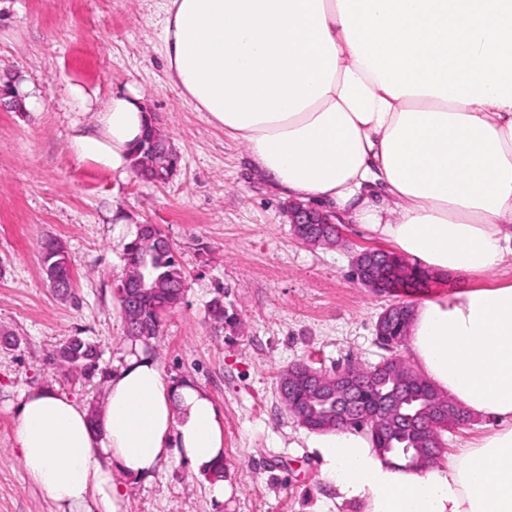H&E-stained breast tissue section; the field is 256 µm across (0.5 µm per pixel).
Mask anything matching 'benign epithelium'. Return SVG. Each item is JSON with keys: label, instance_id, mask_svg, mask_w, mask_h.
Masks as SVG:
<instances>
[{"label": "benign epithelium", "instance_id": "benign-epithelium-1", "mask_svg": "<svg viewBox=\"0 0 512 512\" xmlns=\"http://www.w3.org/2000/svg\"><path fill=\"white\" fill-rule=\"evenodd\" d=\"M138 169L153 171L156 177L153 182L166 183L173 175L177 167L178 157L169 143L162 138L156 128H151L148 140L141 147ZM288 217L293 224L294 231L299 239L310 244L334 245L335 239H323L315 236L311 230L312 224H332V215L306 205L302 202H292L288 207ZM377 267L387 268L391 272L403 270L409 267V263L393 252L386 250H374L367 248L357 253L352 263V275L367 288L379 289L383 286L381 279L374 276ZM124 288L119 292L123 297L124 306H135L142 298L152 294V289L146 287L142 275L133 267H126L123 278ZM413 314V308L409 305H392L379 315L375 324V335H386L385 328L388 320L397 316L404 326H409ZM376 374L372 370H365L361 376H356L352 369H337L333 372L323 370H308L297 364L288 366L281 373L279 379V395L286 412L301 426L316 430L326 431L334 427V420L348 418L355 424L373 423V432L383 437L394 428L397 423L396 414L403 404V397L396 391L383 402L370 407H360L354 399L358 386L371 384L375 381ZM302 387L308 393L310 402L326 391L336 394V419H316L309 414V410L298 405L292 397L294 389Z\"/></svg>", "mask_w": 512, "mask_h": 512}]
</instances>
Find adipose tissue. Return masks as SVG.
Returning <instances> with one entry per match:
<instances>
[{
  "instance_id": "adipose-tissue-1",
  "label": "adipose tissue",
  "mask_w": 512,
  "mask_h": 512,
  "mask_svg": "<svg viewBox=\"0 0 512 512\" xmlns=\"http://www.w3.org/2000/svg\"><path fill=\"white\" fill-rule=\"evenodd\" d=\"M161 40L170 82L281 196L351 214L429 275L512 260V0H169ZM94 119L72 152L125 176L148 123L139 95L113 94ZM409 352L482 432L413 471L368 435L315 436L337 504L512 512V281L420 302ZM15 440L60 512L92 495L126 512L116 475L152 477L174 454L208 474L224 417L139 343L97 415L51 386L24 393Z\"/></svg>"
}]
</instances>
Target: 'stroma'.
<instances>
[{
  "mask_svg": "<svg viewBox=\"0 0 512 512\" xmlns=\"http://www.w3.org/2000/svg\"><path fill=\"white\" fill-rule=\"evenodd\" d=\"M164 0H0V76L15 80L35 110L0 112V512H57L17 460L20 396L53 386L91 410L131 339L116 289L125 248L139 225L170 240L186 273L182 303L150 350L167 376L207 390L224 416L225 478L217 501L205 476L173 456L151 479L124 481L127 512H336L312 431L283 409L277 383L288 365L330 370L373 366L388 352L374 335L380 313L459 288L453 275L404 298L352 278L354 255L382 247L351 219L335 246H309L288 222L287 199L249 167L244 143L208 123L166 77ZM82 89L92 103L76 106ZM139 91L179 156L162 185L120 178L79 160L76 129L117 92ZM60 239L73 274L70 294L50 288L41 244ZM221 300L230 327L208 313ZM96 345L99 369L65 375L54 356L71 337Z\"/></svg>",
  "mask_w": 512,
  "mask_h": 512,
  "instance_id": "stroma-1",
  "label": "stroma"
}]
</instances>
